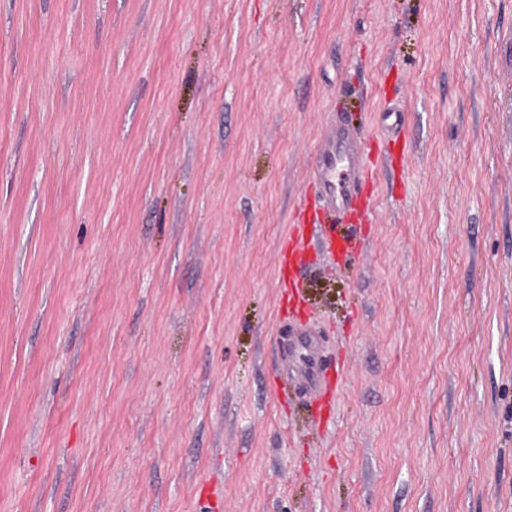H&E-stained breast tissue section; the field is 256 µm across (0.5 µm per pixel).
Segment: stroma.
Wrapping results in <instances>:
<instances>
[{
  "mask_svg": "<svg viewBox=\"0 0 512 512\" xmlns=\"http://www.w3.org/2000/svg\"><path fill=\"white\" fill-rule=\"evenodd\" d=\"M0 512H512V0H0ZM366 169V158L349 127L341 120L330 122L313 162L320 205L343 215L369 206L370 198L363 195ZM293 336H297L294 341V350L301 353L302 371L308 384L314 388H320L324 381L328 379L325 373L324 364L319 355L317 344L313 336L315 333L305 329H296Z\"/></svg>",
  "mask_w": 512,
  "mask_h": 512,
  "instance_id": "obj_1",
  "label": "stroma"
}]
</instances>
